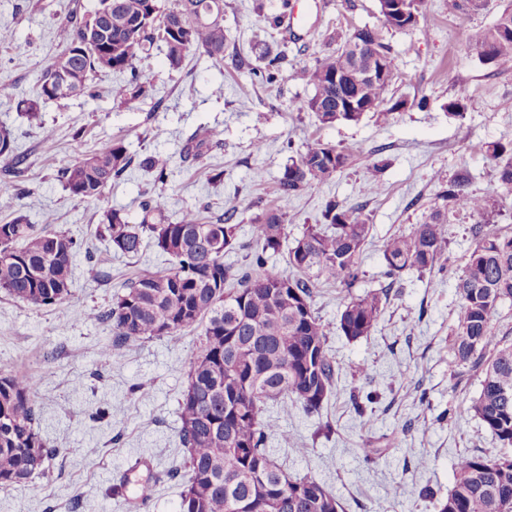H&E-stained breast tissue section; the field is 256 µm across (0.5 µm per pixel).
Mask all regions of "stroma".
<instances>
[{"instance_id":"35a3bbf8","label":"stroma","mask_w":512,"mask_h":512,"mask_svg":"<svg viewBox=\"0 0 512 512\" xmlns=\"http://www.w3.org/2000/svg\"><path fill=\"white\" fill-rule=\"evenodd\" d=\"M73 0H0V29L11 40L0 45V82L15 97L0 100V126L7 127L25 171L0 186L16 198L30 223L73 236V297L36 308L0 290V374L15 369L31 377L40 411L39 430L57 453L45 473L0 490V512H178L188 478L186 448L179 441L178 401L187 384L186 358L199 341L198 330L137 342L122 348L111 363L98 359L111 341L112 327L93 319L112 296L138 275L167 270L153 248L130 258L113 252L94 231L116 209L139 223V203L151 197L175 220L195 207L214 220L238 207V243L251 249L254 201L285 214L289 236L303 225L322 223L329 199L363 206L372 224L361 256V289L390 287L370 340L350 341L334 325L341 311L339 287L322 284L315 306L331 325L329 344L338 369V391L314 415L296 406L271 407L268 414L291 436L269 443L278 463L293 475H309L331 491L339 512H437L438 499L453 487L454 467L464 454L494 456L501 443L469 409L480 390V375H451L443 351L456 320V278L473 246L477 219L450 215L448 265L411 272L389 284L381 253L383 240L422 222L436 201L439 178L465 173L469 189L497 188L483 143L512 144V63L483 64L466 53L464 33L496 22L512 0H487L477 12L452 14L448 0H431L418 26L387 33L396 78L388 102L405 101L388 118L365 114L360 121L326 126L314 113L296 111L311 95L298 76L297 59L315 61L336 50L354 29L380 25L378 0H308L293 27L281 25V0H224V55L189 57L181 69L165 65L162 45L138 61L137 69L157 75L152 95L120 105L110 89L119 73H101L91 92L42 103L45 126L55 131L45 145L42 127L28 123L20 100L37 98L40 78L59 53L54 19ZM288 57L274 62L280 42ZM466 104L449 114V101ZM194 136L206 141L201 161L184 158ZM123 142L133 157L163 153L166 177L134 168L114 178L102 196L83 201L69 194L62 171L100 143ZM351 147V164L330 183L278 198L271 188L290 159L307 147ZM385 166L376 194L364 192L369 165ZM221 181L209 180L212 170ZM369 366L373 396L364 414L349 400L362 385L355 371ZM380 455L365 461L361 441ZM153 487L148 504L131 508L141 484Z\"/></svg>"}]
</instances>
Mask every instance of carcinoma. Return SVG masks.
Returning <instances> with one entry per match:
<instances>
[{
    "label": "carcinoma",
    "mask_w": 512,
    "mask_h": 512,
    "mask_svg": "<svg viewBox=\"0 0 512 512\" xmlns=\"http://www.w3.org/2000/svg\"><path fill=\"white\" fill-rule=\"evenodd\" d=\"M216 0H97L95 8L71 11L55 23L61 52L49 68L64 76L52 90L40 86V99L23 102L25 117L43 125L40 100L61 101L86 93L100 72L123 73L165 47L169 69L179 70L196 52L224 56V8ZM383 28L368 27L373 50L390 59L383 30H405L407 21L384 11ZM350 40L315 63H299L312 86L310 97L296 104L323 125L357 122L386 105L390 83L366 81L348 88L333 80L352 66ZM466 52L485 64L512 61V10L489 27L472 28ZM156 75L141 72L112 87V96L132 103L153 91ZM358 95L366 108L337 113L338 105ZM481 151L497 171V190L468 191L469 178L459 174L440 184L438 203L420 224L389 236L381 251L385 275L395 283L403 274L440 270L448 261V212L482 219L473 225V248L456 281L457 318L451 329L449 367L454 374L469 368L482 375L481 389L469 410L505 447L512 448V343L493 326L500 307L512 305V236L503 234L489 216L512 200V149L500 143ZM355 149L310 146L289 163L273 193L286 198L307 187L330 182L352 161ZM0 161L6 177L21 176L11 132L0 128ZM133 164L120 141H107L62 172L70 193L83 201L98 199L112 179ZM169 158L151 154L138 167L165 178ZM142 218L131 225L118 210L105 215L104 232L112 250L137 256L151 244L171 268L145 273L129 282L95 320L112 324V341L101 347L107 363L125 345L176 336L202 327L199 348L187 358V386L179 402L180 439L187 448L189 479L181 492L179 512H338L340 505L310 476L293 477L278 464L270 437L288 441V433L263 414L284 398L307 414L321 411L337 393L336 362L329 345L330 327L314 307L321 283L344 290L336 330L350 341L372 335L388 298L386 290L354 292L360 283L361 255L371 235L361 206L326 204L323 224H308L288 244L284 214L272 208L250 220L257 250L234 266L224 256L237 250L236 210L211 221L196 208L165 220L148 198ZM77 242L61 232H47L19 214L0 223V289L33 307L57 305L71 296ZM285 258L289 272L274 273L269 261ZM39 409L27 372L0 376V489L40 474L54 455L37 430ZM438 512H512V455L466 454L457 461L454 486L439 501Z\"/></svg>",
    "instance_id": "cac0c4a2"
}]
</instances>
